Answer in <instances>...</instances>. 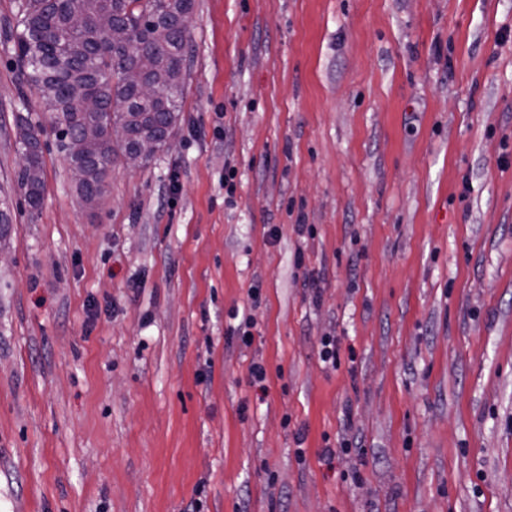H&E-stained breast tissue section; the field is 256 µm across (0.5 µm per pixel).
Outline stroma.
<instances>
[{
    "mask_svg": "<svg viewBox=\"0 0 512 512\" xmlns=\"http://www.w3.org/2000/svg\"><path fill=\"white\" fill-rule=\"evenodd\" d=\"M192 13L93 207L53 147L14 192L53 118L0 49V512H512V0ZM20 149L23 164L17 180L24 192L25 202L32 211L38 210L43 200V147L28 118L21 117Z\"/></svg>",
    "mask_w": 512,
    "mask_h": 512,
    "instance_id": "1",
    "label": "stroma"
}]
</instances>
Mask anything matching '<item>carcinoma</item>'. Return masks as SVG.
Instances as JSON below:
<instances>
[{
  "label": "carcinoma",
  "instance_id": "cac0c4a2",
  "mask_svg": "<svg viewBox=\"0 0 512 512\" xmlns=\"http://www.w3.org/2000/svg\"><path fill=\"white\" fill-rule=\"evenodd\" d=\"M192 0H20L12 50L27 84L54 114L57 147L69 164L83 200L103 194L108 166L130 163L137 147L145 165L166 147L179 121L185 93L189 32L178 27ZM83 25L72 26L74 13ZM135 73L153 87L145 101L130 80ZM98 109L83 107L84 98ZM23 164L17 180L31 210L43 200V147L34 127L21 118ZM124 136L112 137V128Z\"/></svg>",
  "mask_w": 512,
  "mask_h": 512
}]
</instances>
